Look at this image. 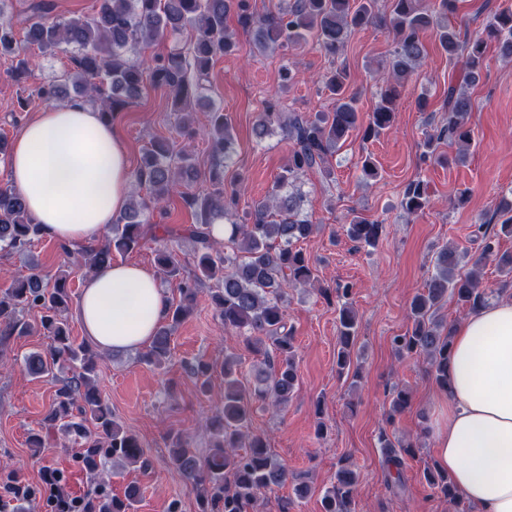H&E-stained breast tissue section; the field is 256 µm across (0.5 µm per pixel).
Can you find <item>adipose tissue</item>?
Wrapping results in <instances>:
<instances>
[{
  "label": "adipose tissue",
  "mask_w": 512,
  "mask_h": 512,
  "mask_svg": "<svg viewBox=\"0 0 512 512\" xmlns=\"http://www.w3.org/2000/svg\"><path fill=\"white\" fill-rule=\"evenodd\" d=\"M8 179L45 237L98 239L127 206L126 148L87 103L50 107L16 135ZM168 293L150 270L115 263L85 281L76 314L101 351L148 345L167 312ZM437 458L478 512H512V298L490 301L456 328L448 358V418Z\"/></svg>",
  "instance_id": "1"
}]
</instances>
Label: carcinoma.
Wrapping results in <instances>:
<instances>
[{
	"label": "carcinoma",
	"instance_id": "1",
	"mask_svg": "<svg viewBox=\"0 0 512 512\" xmlns=\"http://www.w3.org/2000/svg\"><path fill=\"white\" fill-rule=\"evenodd\" d=\"M0 0V57L17 59L11 71L13 79L26 82L34 77L35 63L21 56L23 45L41 52H62L71 68L65 81L75 85L82 96L99 104V112L111 120L114 111L139 97L147 81L167 89L172 99L171 111L177 113V129L188 135L194 130L187 122L191 97L207 80L215 60L238 50L234 35L224 26L231 6L241 28L252 34L253 49L259 53L269 48H288L310 39L325 56L336 59L351 34L368 25L383 23L393 35V51L388 60L385 86L368 121L358 108V93L350 90L349 73L333 67L321 77L323 88L335 99L333 111L304 119L293 112H282L277 103L267 102L258 114L255 133L264 137L271 127L281 129L292 142L288 166L276 179L270 194L253 202L239 220L230 224V250L214 248L217 240L210 234L211 224L226 218L228 208L237 205L236 190H224V169L232 163V133L223 108L211 112L208 148L214 167L210 175L211 192L183 193V199L198 215L199 223L186 229L197 246L192 278L181 277L180 262L173 250L156 253V268L167 281H179V300L168 305L165 321L157 328L144 361L162 366L170 356L171 335L191 311L198 286L216 280L211 299L220 312L224 327L247 334V341L264 357V368L248 381L239 376L235 354L224 356V407L207 419L211 435L210 452L202 456L179 433L167 436L170 460L176 472L197 492L199 512H258L259 495L280 487L296 477L271 453L267 440L249 432L254 403L274 409L288 405L297 384L296 346L292 332L286 329L284 302L286 289L305 284L313 278L312 269L297 243L313 235L318 225L302 216L303 195L290 191L298 175L307 171L330 177L328 156L352 130L364 126L363 136L376 139L387 132L394 121V106L402 89L425 55L422 33L436 30L441 49L448 60L461 66L455 81L448 84V126L430 135L425 146L448 139L470 140L467 118L471 98L464 87L479 81L488 42L498 44L505 55L512 54V10L494 14L484 30L469 37L439 17L456 10V0H389V15L380 19L375 13L376 0H291L287 6L257 15L248 0H100L90 18L64 20L48 16L49 7L39 2L31 7L25 20V35L18 40L12 19L5 15ZM191 31L186 50H173L146 61L132 60L127 51L136 45H149L160 37ZM194 166L192 156L175 143L154 139L144 152L134 178L148 191V197L134 195L112 226V240L107 244L87 243L77 254L84 259L89 274L112 264V251L129 253L141 246L148 233L145 215L158 207L180 185L189 186ZM429 203L426 184L410 182L401 206L409 213L424 209ZM499 230L490 233L479 225L481 245L473 255L442 248L437 252L434 274L425 292L416 295L410 306L411 330L393 337V349L399 358L425 356L431 362L436 384L448 390V348L453 328L436 318L441 302L453 297L462 307L476 311L488 303V293L481 289L475 273L460 274L457 267L469 260L474 268L488 261L496 262L503 274V286L512 285V254L496 249L499 236H512V206L499 213ZM381 225L357 218L346 225L345 232L354 242L373 246ZM42 237L41 226L28 213L23 196L12 187H0V252L28 255L34 241ZM15 280L0 296V335L27 336L33 326L22 317L25 309L40 313L39 327L50 338L44 352L26 357V370L32 375H50L69 365L72 376L56 391L50 409L43 418L42 430L29 438L33 455L44 447L50 430L55 429L79 445V459L85 470L95 473L110 459L117 464L138 465L146 470L150 461L139 438L123 428L112 414L95 377L99 354L86 340L72 336L65 317L70 301L69 274L57 273L54 282L45 281L38 266ZM339 308L337 366L350 370L357 324L346 300L351 288L337 286ZM410 404L404 389L393 392L388 420ZM391 486L403 485L405 457L415 456L413 445L393 442L381 434ZM432 492L454 506L460 504L448 474L437 466L424 470ZM359 474L349 458L341 459L335 482L322 494V512H354ZM43 482L54 489L48 500L51 512H133L140 497L135 485L123 496L103 489L75 502L63 492L61 474L43 467Z\"/></svg>",
	"mask_w": 512,
	"mask_h": 512
}]
</instances>
